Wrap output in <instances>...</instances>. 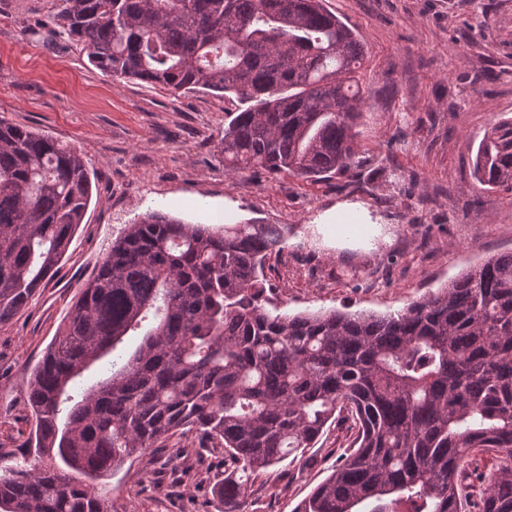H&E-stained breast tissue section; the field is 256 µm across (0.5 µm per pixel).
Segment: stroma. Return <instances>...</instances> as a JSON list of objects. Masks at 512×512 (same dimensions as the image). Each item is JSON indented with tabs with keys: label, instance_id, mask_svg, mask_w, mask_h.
Segmentation results:
<instances>
[{
	"label": "stroma",
	"instance_id": "obj_1",
	"mask_svg": "<svg viewBox=\"0 0 512 512\" xmlns=\"http://www.w3.org/2000/svg\"><path fill=\"white\" fill-rule=\"evenodd\" d=\"M359 34L371 88L358 162L311 183L233 174L217 143L235 103L115 80L54 32L57 0H0V116L77 148L93 194L55 275L0 324V455L28 461L30 374L84 283L150 210L221 226L289 228L271 257L280 312L402 310L512 249V188L480 189L472 160L512 118V0H324ZM352 440L335 423L304 458L251 477L242 512H293ZM224 455L194 433L128 459L95 491L112 512H222Z\"/></svg>",
	"mask_w": 512,
	"mask_h": 512
}]
</instances>
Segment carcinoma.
<instances>
[{"mask_svg": "<svg viewBox=\"0 0 512 512\" xmlns=\"http://www.w3.org/2000/svg\"><path fill=\"white\" fill-rule=\"evenodd\" d=\"M54 24L114 78L237 100L218 142L228 171L318 182L356 163L365 51L322 0H58ZM472 167L512 186L511 119ZM91 196L82 154L0 117V324L51 279ZM287 239L286 224L161 211L130 224L33 370L35 462L0 466V512H112L93 481L184 429L224 451L214 494L236 512L243 477L331 421L349 424L350 450L295 512H512V250L393 314L288 315L266 307L265 275Z\"/></svg>", "mask_w": 512, "mask_h": 512, "instance_id": "obj_1", "label": "carcinoma"}]
</instances>
